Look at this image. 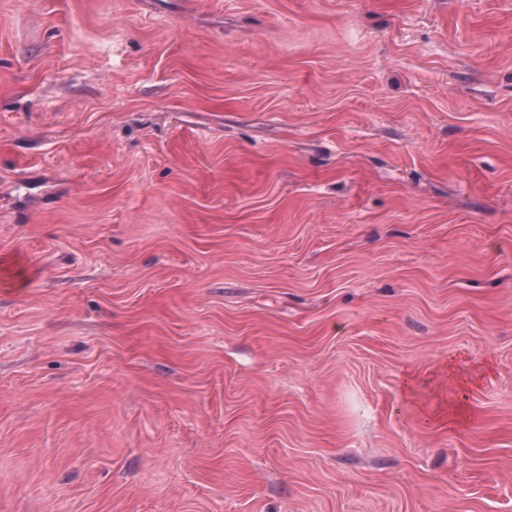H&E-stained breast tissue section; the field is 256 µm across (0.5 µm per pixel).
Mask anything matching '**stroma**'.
Segmentation results:
<instances>
[{
  "label": "stroma",
  "mask_w": 512,
  "mask_h": 512,
  "mask_svg": "<svg viewBox=\"0 0 512 512\" xmlns=\"http://www.w3.org/2000/svg\"><path fill=\"white\" fill-rule=\"evenodd\" d=\"M0 512H512V0H0Z\"/></svg>",
  "instance_id": "stroma-1"
}]
</instances>
